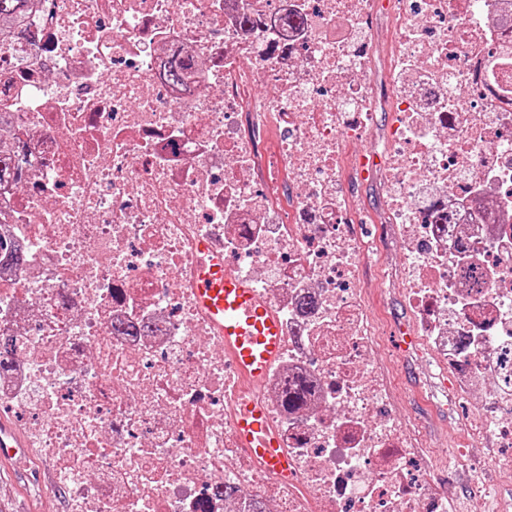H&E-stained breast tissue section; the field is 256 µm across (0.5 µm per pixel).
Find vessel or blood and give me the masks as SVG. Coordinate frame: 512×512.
Returning a JSON list of instances; mask_svg holds the SVG:
<instances>
[{
	"label": "vessel or blood",
	"mask_w": 512,
	"mask_h": 512,
	"mask_svg": "<svg viewBox=\"0 0 512 512\" xmlns=\"http://www.w3.org/2000/svg\"><path fill=\"white\" fill-rule=\"evenodd\" d=\"M196 300L244 378L261 386L278 358L283 342L279 317L271 304L227 268L208 244H200L196 258ZM236 432L241 445L262 459L267 469L287 475L289 462L269 432L266 412L257 404L239 408ZM27 441L9 421L0 417V465L20 466Z\"/></svg>",
	"instance_id": "obj_1"
}]
</instances>
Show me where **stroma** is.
I'll list each match as a JSON object with an SVG mask.
<instances>
[{
    "mask_svg": "<svg viewBox=\"0 0 512 512\" xmlns=\"http://www.w3.org/2000/svg\"><path fill=\"white\" fill-rule=\"evenodd\" d=\"M376 36L374 74L377 82H385L393 59L397 30L390 7L379 9L373 20ZM395 114L390 105H383L375 114L369 134L357 143L344 147L341 168L343 187L349 196L355 217L367 236L379 239V253L366 258L364 284L366 303L380 326L378 349L388 375L397 407L410 424L411 433L421 445L424 463L438 471H447L448 485L454 491L448 502L449 512H470L468 483L448 466L452 457L467 452L478 458L477 479L482 483L502 481L499 450L491 444L477 443L470 437L466 422L474 414L470 401L454 403L453 380L440 372L422 340L401 345L405 328L414 323L413 312L400 283V243L395 236L380 235L387 224L384 177L388 159L383 145L390 138ZM373 156L377 164L371 172H362L359 159ZM61 499L45 502L31 495L24 470L0 466V512H64Z\"/></svg>",
    "mask_w": 512,
    "mask_h": 512,
    "instance_id": "35a3bbf8",
    "label": "stroma"
}]
</instances>
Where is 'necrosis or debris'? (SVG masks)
Masks as SVG:
<instances>
[{
  "mask_svg": "<svg viewBox=\"0 0 512 512\" xmlns=\"http://www.w3.org/2000/svg\"><path fill=\"white\" fill-rule=\"evenodd\" d=\"M378 88L376 0H37L26 53L0 52V406L30 421L67 512H448L420 470L360 287L370 240L340 180L376 109L389 222L425 345L480 401L477 440L512 449V99L485 61L512 0H392ZM301 22L285 30L286 14ZM191 51L187 84L166 81ZM256 81L269 95L244 100ZM279 133L265 156L268 129ZM287 167L289 213L264 189ZM268 298L285 336L247 389L193 286L200 243ZM481 287L461 290L470 265ZM253 402L287 477L234 431ZM381 6L373 19V32L376 36V56L374 74L377 84H384L393 59L397 30L392 22L391 6L388 0Z\"/></svg>",
  "mask_w": 512,
  "mask_h": 512,
  "instance_id": "1",
  "label": "necrosis or debris"
}]
</instances>
